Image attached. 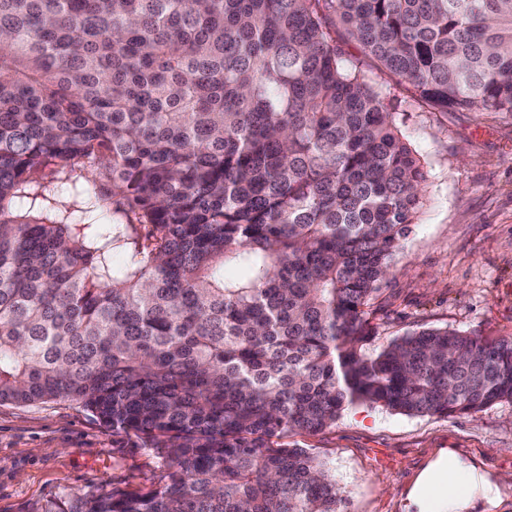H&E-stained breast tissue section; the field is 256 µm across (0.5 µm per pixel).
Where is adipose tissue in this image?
Here are the masks:
<instances>
[{
  "mask_svg": "<svg viewBox=\"0 0 512 512\" xmlns=\"http://www.w3.org/2000/svg\"><path fill=\"white\" fill-rule=\"evenodd\" d=\"M512 477L491 474L456 448L438 449L409 488L403 512H498Z\"/></svg>",
  "mask_w": 512,
  "mask_h": 512,
  "instance_id": "ef3b65f1",
  "label": "adipose tissue"
}]
</instances>
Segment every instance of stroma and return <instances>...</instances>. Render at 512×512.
Instances as JSON below:
<instances>
[{"mask_svg":"<svg viewBox=\"0 0 512 512\" xmlns=\"http://www.w3.org/2000/svg\"><path fill=\"white\" fill-rule=\"evenodd\" d=\"M369 78L403 116L425 196L379 285L367 350L427 328L512 341V115L437 112L408 84L374 70ZM291 441L326 464L347 494V512H401L436 449L457 448L512 474V403L444 417L356 405L331 428ZM163 471L160 449L112 432L79 405H0V512H40L74 493L147 486Z\"/></svg>","mask_w":512,"mask_h":512,"instance_id":"obj_1","label":"stroma"}]
</instances>
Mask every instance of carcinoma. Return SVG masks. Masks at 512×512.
<instances>
[{
  "instance_id": "obj_1",
  "label": "carcinoma",
  "mask_w": 512,
  "mask_h": 512,
  "mask_svg": "<svg viewBox=\"0 0 512 512\" xmlns=\"http://www.w3.org/2000/svg\"><path fill=\"white\" fill-rule=\"evenodd\" d=\"M350 42L443 112L512 113V0H0V404L165 459L42 512H344L286 438L512 402L511 342L364 349L425 176Z\"/></svg>"
}]
</instances>
